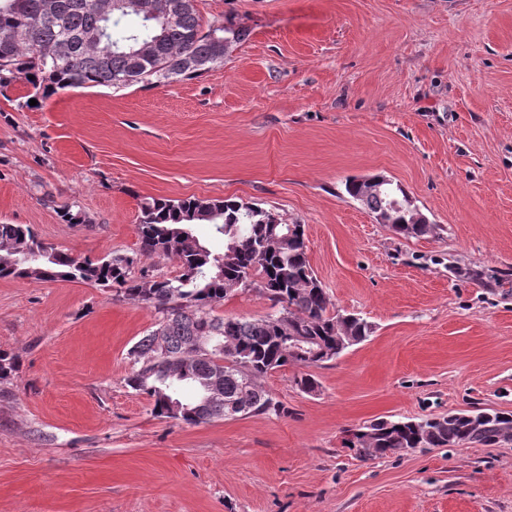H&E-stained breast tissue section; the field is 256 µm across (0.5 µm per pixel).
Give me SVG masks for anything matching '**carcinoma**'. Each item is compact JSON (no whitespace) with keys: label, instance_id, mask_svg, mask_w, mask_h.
Instances as JSON below:
<instances>
[{"label":"carcinoma","instance_id":"cac0c4a2","mask_svg":"<svg viewBox=\"0 0 512 512\" xmlns=\"http://www.w3.org/2000/svg\"><path fill=\"white\" fill-rule=\"evenodd\" d=\"M47 0H0V88L22 81L34 89L23 106L41 104L72 88H127L161 84L166 74L190 78L224 59V22L203 28L191 0H147L149 17L137 0H53L58 21L42 19ZM179 14L175 26L163 15ZM138 23L121 32L120 20ZM26 28L31 39L15 40ZM68 42L65 60L42 54L60 39ZM365 178L346 180L345 193L363 204L378 223L403 238L437 234L439 226L415 222L405 190ZM137 233L143 255L174 257V277L132 274L137 259H78L39 239L24 224H0V278L81 281L112 286L116 296L152 308V330L129 351L133 360L126 385L147 395L152 413L187 425L214 419L278 413L279 403L261 380L288 365L315 368L365 341L372 327L364 318L330 310V299L312 269L302 224H284L274 213L231 198L146 197L138 203ZM208 224L224 239V251L200 243L193 226ZM456 278L496 290L509 273L448 266ZM239 289L253 288L269 302L259 318H221L213 309ZM217 379L221 391L210 397ZM512 442V411L477 408L420 420L372 421L352 431L348 445L363 459L383 458L409 448L474 444L496 447Z\"/></svg>","mask_w":512,"mask_h":512}]
</instances>
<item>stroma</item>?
Instances as JSON below:
<instances>
[{"mask_svg": "<svg viewBox=\"0 0 512 512\" xmlns=\"http://www.w3.org/2000/svg\"><path fill=\"white\" fill-rule=\"evenodd\" d=\"M242 29L192 79L78 88L37 108L0 89V223L77 258L141 255L146 197L232 198L305 227L333 309L371 336L269 373L282 414L155 417L125 384L153 309L112 288L0 279V512H512V443L363 460L350 430L512 411V291L450 263L512 270V0H196ZM399 183L438 234L405 239L344 182ZM86 215L66 223L67 210ZM448 271L455 278H463L469 279L473 281H477L481 283L485 288L489 290H496L498 288H504L507 283H511L509 280V276H512V273L503 272L500 276L487 275L483 270L471 267H461V266H448Z\"/></svg>", "mask_w": 512, "mask_h": 512, "instance_id": "obj_1", "label": "stroma"}]
</instances>
